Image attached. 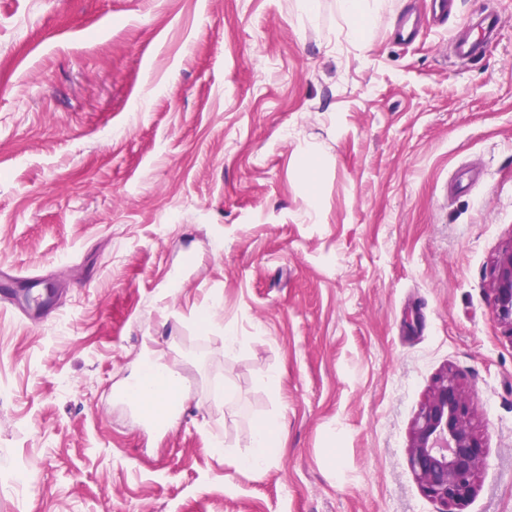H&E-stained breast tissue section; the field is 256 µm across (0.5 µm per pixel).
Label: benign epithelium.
Instances as JSON below:
<instances>
[{
    "instance_id": "obj_1",
    "label": "benign epithelium",
    "mask_w": 512,
    "mask_h": 512,
    "mask_svg": "<svg viewBox=\"0 0 512 512\" xmlns=\"http://www.w3.org/2000/svg\"><path fill=\"white\" fill-rule=\"evenodd\" d=\"M492 308L512 329V244L492 268ZM470 400L455 379L441 375L414 418L408 454L425 494L443 506L458 505L473 493L482 444L468 426Z\"/></svg>"
}]
</instances>
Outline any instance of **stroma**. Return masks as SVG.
Returning <instances> with one entry per match:
<instances>
[{"label":"stroma","mask_w":512,"mask_h":512,"mask_svg":"<svg viewBox=\"0 0 512 512\" xmlns=\"http://www.w3.org/2000/svg\"><path fill=\"white\" fill-rule=\"evenodd\" d=\"M428 14L382 0L355 42L337 0H0V267L57 311L0 312V512H512V0ZM154 350L161 431L127 389ZM446 371L483 458L445 510L408 440ZM504 25V20L495 12L478 11L465 22V27L452 38V54L462 62L469 61L492 41ZM492 308L497 319L512 332V244L492 268ZM281 422L270 419L257 424L252 432L248 456L237 460L238 467L244 472H256L267 467L277 448H282Z\"/></svg>","instance_id":"stroma-1"}]
</instances>
